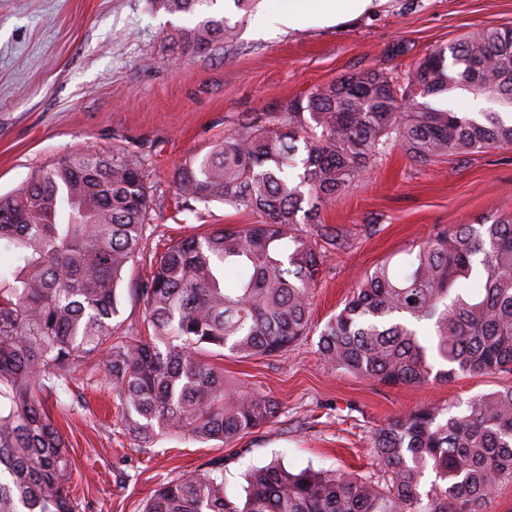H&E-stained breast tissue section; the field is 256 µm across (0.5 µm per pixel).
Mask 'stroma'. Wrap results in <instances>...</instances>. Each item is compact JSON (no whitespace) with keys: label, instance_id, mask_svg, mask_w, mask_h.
<instances>
[{"label":"stroma","instance_id":"35a3bbf8","mask_svg":"<svg viewBox=\"0 0 512 512\" xmlns=\"http://www.w3.org/2000/svg\"><path fill=\"white\" fill-rule=\"evenodd\" d=\"M287 0H258L253 12L233 0L212 11L235 27L232 42L175 62L170 35L195 16L152 10L149 0H0V194L80 149L120 151L139 161L150 188L143 250L119 286L112 325L145 335L133 294L166 243L219 224H251L252 214L223 204L187 209L175 168L223 137L243 114L339 77L385 67L405 70L437 45L484 27H512V0H381L338 26L282 27ZM512 208V148L448 156L430 166L401 147L377 161L322 223L347 235L327 252L311 297L312 330L274 360L224 355L216 361L243 389L281 403L278 419L232 445L159 438L140 449L118 424L105 391L80 380L49 396L75 461L80 512H142L158 486L181 473L224 466L229 494L242 495L244 472L272 454L293 469L366 473L373 431L424 405L460 411L471 399L512 384V375H464L450 382L389 388L331 368L319 333L376 265L402 263L439 228L478 224Z\"/></svg>","mask_w":512,"mask_h":512}]
</instances>
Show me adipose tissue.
<instances>
[{
  "instance_id": "adipose-tissue-1",
  "label": "adipose tissue",
  "mask_w": 512,
  "mask_h": 512,
  "mask_svg": "<svg viewBox=\"0 0 512 512\" xmlns=\"http://www.w3.org/2000/svg\"><path fill=\"white\" fill-rule=\"evenodd\" d=\"M378 0H288L280 21L296 28L301 21L314 25L341 24L374 10Z\"/></svg>"
}]
</instances>
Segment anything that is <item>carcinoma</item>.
Masks as SVG:
<instances>
[{"mask_svg":"<svg viewBox=\"0 0 512 512\" xmlns=\"http://www.w3.org/2000/svg\"><path fill=\"white\" fill-rule=\"evenodd\" d=\"M152 2L181 15L214 0ZM232 30L209 15L174 45L207 50ZM458 91L497 109L474 117L431 102ZM277 108L244 115L174 171L186 204L220 202L257 221L209 228L157 255L136 289L147 336L112 328L116 286L148 226L136 159L85 149L0 195V241L13 252L0 268V512H79L69 450L37 397L74 373L93 386L104 370L142 448L166 435L229 444L274 422L280 401L239 390L212 357H281L309 334L324 254L346 245L341 229L319 223V207L392 147L421 165L512 147V27L472 31L401 75L343 76ZM300 214L315 232L299 228ZM318 349L332 368L392 387L512 374V221L441 229L402 264H380L324 325ZM371 453L363 476L273 459L250 472L242 502L226 491L223 467L189 471L161 484L143 512H484L512 480V385L462 413L431 405L396 415L372 434Z\"/></svg>","mask_w":512,"mask_h":512,"instance_id":"carcinoma-1","label":"carcinoma"}]
</instances>
